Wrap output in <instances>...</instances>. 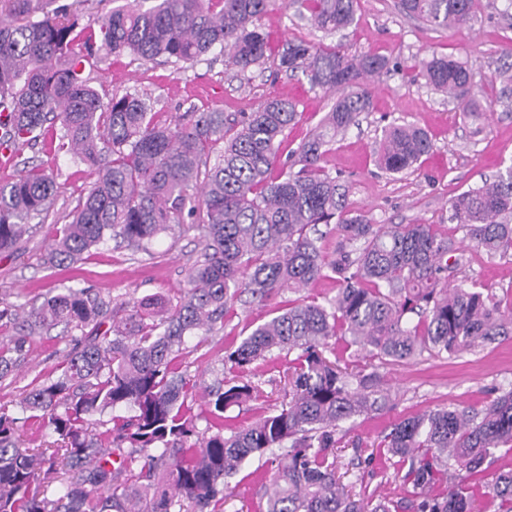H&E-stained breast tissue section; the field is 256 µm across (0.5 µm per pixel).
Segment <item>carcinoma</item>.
Wrapping results in <instances>:
<instances>
[{
	"label": "carcinoma",
	"instance_id": "obj_1",
	"mask_svg": "<svg viewBox=\"0 0 512 512\" xmlns=\"http://www.w3.org/2000/svg\"><path fill=\"white\" fill-rule=\"evenodd\" d=\"M278 0H112L96 21L82 0H0V114L10 117L0 150L43 139L71 155L91 177L69 221L56 228L48 263L78 261L111 240L147 252L162 233L192 224L203 245L173 307L150 299H112L56 288L38 306L0 298V382L51 330L77 329L54 375L21 402L26 417L0 407V512H223L227 479L253 457L288 447L258 512H476L481 498L512 512V468L485 481L487 458L512 447V387L484 408L443 407L404 418L377 447L407 468L403 501L356 497L336 472L341 423L384 410L389 393L377 372H348L326 351L366 352L383 363L424 351L458 354L512 333V306L456 277L460 242L434 224L376 225L346 203V190L323 162L336 137L369 110L367 81L390 73L377 54L350 57L339 46L291 42L280 68L302 73L336 102L297 151L298 171L280 163L281 137L296 105L272 97L240 120L222 112L176 119L150 99L127 92L104 99L86 63L127 53L136 59L193 64L217 50L238 74L264 61L268 34L260 19ZM301 18L327 35L350 27L357 0H294ZM406 14L439 28H460L475 0H400ZM498 68L501 97L512 95V53ZM480 117L460 60L434 55L414 78ZM422 128L382 130L379 167L403 172L431 154ZM56 174L43 165L0 184V253L12 250L47 212ZM449 221L490 255L512 253V165L492 181L456 195ZM324 225L321 231L318 225ZM336 294L288 301L224 350L222 364L241 373L283 354L292 369L288 401L235 425L230 409L257 399L251 382L216 378L195 411L198 385L182 371L187 339L224 328L243 293L263 300L317 282ZM130 416L116 414L120 409ZM33 421L52 440L25 446ZM58 482L63 494L48 496Z\"/></svg>",
	"mask_w": 512,
	"mask_h": 512
}]
</instances>
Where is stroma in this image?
Returning <instances> with one entry per match:
<instances>
[{"label": "stroma", "mask_w": 512, "mask_h": 512, "mask_svg": "<svg viewBox=\"0 0 512 512\" xmlns=\"http://www.w3.org/2000/svg\"><path fill=\"white\" fill-rule=\"evenodd\" d=\"M260 24L269 35L270 54L244 76L211 54L180 68L123 55L95 63L89 73L104 97L135 91L151 98L155 111L171 116L196 110L238 119L268 98L290 99L299 120L283 138L282 158L288 161L336 99L333 91L311 87L302 74L280 68L279 55L288 43L302 39L318 48L338 44L355 56L371 53L389 58L397 63V71L370 84L369 111L332 145L325 163L331 176L345 185L349 206L378 225L423 222L449 228V201L494 178L504 163L512 161V100L502 99L496 80L504 55L512 51V16L504 14L503 0H477L474 20L456 29H439L406 15L399 0H358L354 24L332 36L311 28L293 5L269 11ZM435 53L467 63L471 92L482 112L480 121L455 112L448 99L424 82L409 81L411 66ZM394 121L424 128L434 144L432 154L423 157L419 166L398 174L384 172L376 163L382 129ZM27 161L52 166L59 190L49 214L40 218L15 250L0 254V297L37 304L51 288L72 287L111 297L117 304L146 296L161 297L170 306L180 301L186 270L201 252L191 229L177 237L159 235L146 253H132L111 241L69 267H49L46 257L54 230L66 222L88 181L70 156L50 153L40 141L21 147L12 165L0 169V183L15 178ZM464 250L468 262L463 276L490 288L496 297H512V256L492 258L469 242ZM289 298L285 292L257 302L242 295L223 330L202 341L189 338L183 371L209 383L220 373L234 378V371L221 364L225 348L239 343L253 325L270 319ZM71 338V333L59 328L34 338L27 364L14 378L0 382V405L20 412L26 392L52 375ZM287 366V360L279 357L257 368L251 382L258 386L260 398L231 409L236 424L252 422L258 407L270 411L280 407L285 397L280 373ZM381 368L391 388L392 406L386 413L342 425L338 466L344 483L355 492L398 501L406 495L403 471L380 452L377 443L382 433L394 422L424 410L449 404L486 405L494 398L495 388L512 385V335L498 337L473 352L426 353ZM274 471V465L258 459L245 464L229 481L232 493L224 501V512H256L262 489Z\"/></svg>", "instance_id": "35a3bbf8"}]
</instances>
